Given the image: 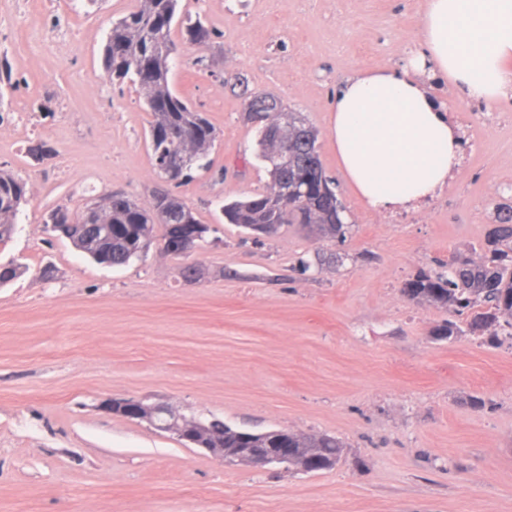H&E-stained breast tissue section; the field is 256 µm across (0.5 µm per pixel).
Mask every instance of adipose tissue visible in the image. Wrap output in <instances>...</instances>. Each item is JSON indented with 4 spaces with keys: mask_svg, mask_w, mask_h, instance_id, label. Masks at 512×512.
<instances>
[{
    "mask_svg": "<svg viewBox=\"0 0 512 512\" xmlns=\"http://www.w3.org/2000/svg\"><path fill=\"white\" fill-rule=\"evenodd\" d=\"M407 64L355 75L336 93L330 133L347 185L391 212L435 197L459 138L420 71L489 104L512 95V0H427Z\"/></svg>",
    "mask_w": 512,
    "mask_h": 512,
    "instance_id": "ef3b65f1",
    "label": "adipose tissue"
}]
</instances>
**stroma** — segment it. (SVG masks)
I'll return each mask as SVG.
<instances>
[{
  "label": "stroma",
  "instance_id": "stroma-1",
  "mask_svg": "<svg viewBox=\"0 0 512 512\" xmlns=\"http://www.w3.org/2000/svg\"><path fill=\"white\" fill-rule=\"evenodd\" d=\"M135 0H0V169L28 202L0 262L26 272L0 287V512H512V319L408 298L404 283L452 256L481 260L493 204L512 198V101L433 94L478 121L450 194L404 224L384 223L346 185L329 134L338 85L357 69L398 68L426 0H179L211 32L173 27L170 83L216 127L211 173L169 190L210 225L190 258L151 248L121 267L49 235L46 212L102 192L146 202L160 186L151 119L102 52ZM205 57L206 69L195 60ZM271 92L319 132L346 207L344 238L287 224L272 235L226 223L224 202L265 191L245 92ZM56 154L39 159L31 147ZM311 260L307 273L298 258ZM196 264L199 278L180 274ZM455 319L460 332L437 330ZM109 399L162 402L202 420L330 435L339 463L319 472L228 465ZM179 23L191 43L202 45L209 41L211 33L200 19L193 21L188 15H183L179 18Z\"/></svg>",
  "mask_w": 512,
  "mask_h": 512
}]
</instances>
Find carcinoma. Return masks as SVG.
I'll use <instances>...</instances> for the list:
<instances>
[{
    "instance_id": "obj_1",
    "label": "carcinoma",
    "mask_w": 512,
    "mask_h": 512,
    "mask_svg": "<svg viewBox=\"0 0 512 512\" xmlns=\"http://www.w3.org/2000/svg\"><path fill=\"white\" fill-rule=\"evenodd\" d=\"M179 0H137L134 10L112 22L103 50V66L112 80L136 85L150 112L149 144L152 158L168 156L175 168L159 178L180 184L192 172L211 170L210 154L217 139L211 122L169 85L170 33L179 19L187 40L205 44L210 31L200 19L176 17ZM274 95L254 92L247 97L253 111L247 121L256 125L255 157L271 179L270 191L224 204L221 212L229 224L270 234L284 224H304L322 235L334 236L344 227V206L324 169L319 151V131L301 115L283 124L279 113L267 107ZM27 182L0 170V245L11 240L17 217L27 203ZM101 209L86 221V211L60 208L49 211L44 224L67 238L98 264L123 266L144 258L161 225L162 250L187 257L206 241L211 228L194 216L192 208L170 192L159 189L139 204L123 191L100 198ZM498 220L487 239L486 256L452 261L448 274L434 273L406 282L403 292L413 300L452 308L458 316L479 306L487 308L475 321L490 325L501 316L512 318V202L497 206ZM23 272L10 260L0 264V286ZM213 435L195 442L199 448H286L296 459L317 457L311 471L329 470L341 458L342 445L328 435L308 437L286 430L252 433L234 429L220 419L210 424Z\"/></svg>"
}]
</instances>
